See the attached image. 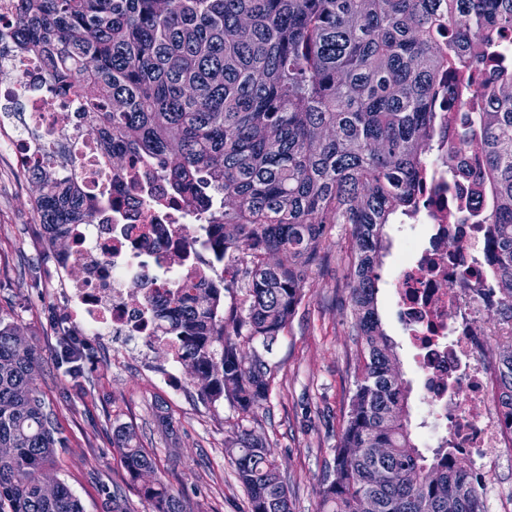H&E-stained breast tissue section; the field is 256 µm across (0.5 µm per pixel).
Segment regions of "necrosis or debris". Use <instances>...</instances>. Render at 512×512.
Wrapping results in <instances>:
<instances>
[{
    "instance_id": "1",
    "label": "necrosis or debris",
    "mask_w": 512,
    "mask_h": 512,
    "mask_svg": "<svg viewBox=\"0 0 512 512\" xmlns=\"http://www.w3.org/2000/svg\"><path fill=\"white\" fill-rule=\"evenodd\" d=\"M84 100L77 88L53 96L42 56L0 49V153L21 170L50 169L96 201L92 221L72 225L71 254L57 263L74 321L94 336L155 344L162 340L156 310L168 291L206 285L203 244L214 237V218L203 204L173 194L146 161L110 163L81 117ZM467 110L462 101L440 116L438 149L410 219L420 235L401 253L389 286L421 380L424 446L469 455L486 512H512V492L489 480L512 467V403L497 354L512 346V316L501 311L512 291L501 281L494 227L485 221L495 200L468 175L482 144L459 141ZM130 280L142 286L139 301L125 296ZM485 312L494 319L475 332L472 323ZM477 403L487 411L476 420L468 409Z\"/></svg>"
}]
</instances>
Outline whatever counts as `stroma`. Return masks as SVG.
Masks as SVG:
<instances>
[{"mask_svg":"<svg viewBox=\"0 0 512 512\" xmlns=\"http://www.w3.org/2000/svg\"><path fill=\"white\" fill-rule=\"evenodd\" d=\"M36 194L28 174L1 157L0 313L39 357L36 386L65 441L52 476L80 499L84 512H106L111 492L122 496L127 512H149L112 446L113 430L122 427L152 455L154 479L180 497L184 512H250L231 450L246 430L265 438L274 451L294 512H317L318 491L362 366L349 307L354 282L344 261L348 225H330L320 259L308 270L302 302L267 356L274 371L267 407L245 417L228 403H204L187 366L179 368L182 387L171 390L160 378L171 358L159 343L138 351L94 337L81 376L59 364L56 332L75 322L32 209ZM387 234L391 247L380 271L378 311L410 387L416 428L422 419L418 371L388 284L408 233L391 224Z\"/></svg>","mask_w":512,"mask_h":512,"instance_id":"stroma-1","label":"stroma"}]
</instances>
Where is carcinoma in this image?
<instances>
[{
  "instance_id": "obj_1",
  "label": "carcinoma",
  "mask_w": 512,
  "mask_h": 512,
  "mask_svg": "<svg viewBox=\"0 0 512 512\" xmlns=\"http://www.w3.org/2000/svg\"><path fill=\"white\" fill-rule=\"evenodd\" d=\"M42 55L60 94L80 85L93 129L115 154L148 159L177 192L209 197L224 229L225 287L170 291L164 334L209 404L249 416L267 404L265 354L303 297L330 224L350 226L347 275L364 354L318 512H484L458 449L432 457L411 431L410 390L381 328L377 270L385 226L414 207L440 109L478 96L465 134L483 142L477 178L492 184L497 257L512 290V0H19L0 45ZM47 248L88 222L93 203L68 182L28 172ZM0 315V512H83L63 483L45 493L56 449L34 387L37 356ZM257 343L249 361L240 343ZM112 445L132 481L154 470L135 435ZM251 512H292L265 440L234 442ZM152 512H182L160 481L140 486Z\"/></svg>"
}]
</instances>
